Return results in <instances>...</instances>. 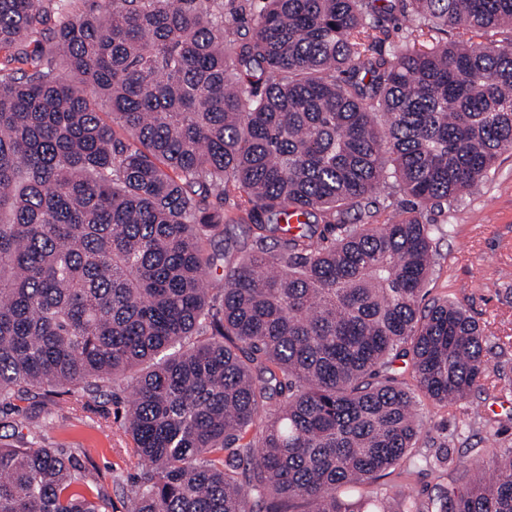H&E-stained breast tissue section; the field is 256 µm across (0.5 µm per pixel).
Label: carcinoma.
Here are the masks:
<instances>
[{
  "label": "carcinoma",
  "instance_id": "carcinoma-1",
  "mask_svg": "<svg viewBox=\"0 0 512 512\" xmlns=\"http://www.w3.org/2000/svg\"><path fill=\"white\" fill-rule=\"evenodd\" d=\"M395 11L457 37L378 54ZM488 28L512 0H0V411L35 439L37 397L128 381V512H393L377 480L448 457L412 453L391 366L451 406L489 365L472 316L423 304L420 212L512 149ZM390 181L409 205L351 223ZM232 198L253 250L217 305ZM471 471L399 512H512V448ZM0 512L104 510L63 450L0 447Z\"/></svg>",
  "mask_w": 512,
  "mask_h": 512
}]
</instances>
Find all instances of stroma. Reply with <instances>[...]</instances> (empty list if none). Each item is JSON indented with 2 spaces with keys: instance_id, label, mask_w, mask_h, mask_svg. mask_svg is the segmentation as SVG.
<instances>
[{
  "instance_id": "obj_1",
  "label": "stroma",
  "mask_w": 512,
  "mask_h": 512,
  "mask_svg": "<svg viewBox=\"0 0 512 512\" xmlns=\"http://www.w3.org/2000/svg\"><path fill=\"white\" fill-rule=\"evenodd\" d=\"M424 222L446 226L434 241L435 265L428 300H448L469 312L486 337L489 371L483 390L448 407L421 399L420 450L447 448L451 461L438 469L391 473L378 482L425 501L440 490L459 494L469 462L512 447V151L468 195L442 208L427 207ZM125 385L107 387L88 408L75 412L67 397L51 398L53 424L40 444L74 456L80 474L107 501V512H127L121 486L140 466L124 428Z\"/></svg>"
}]
</instances>
